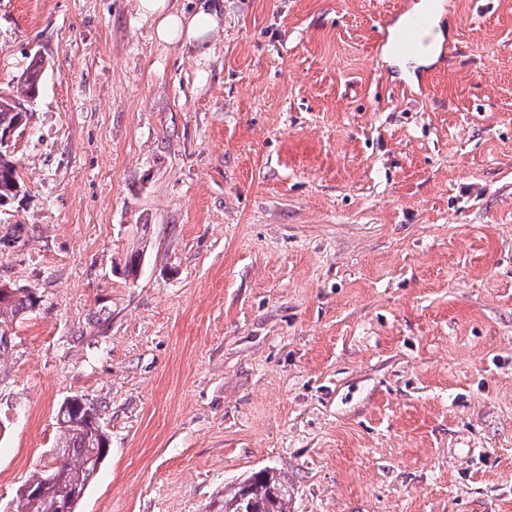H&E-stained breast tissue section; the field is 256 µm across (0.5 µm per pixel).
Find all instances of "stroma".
<instances>
[{
  "label": "stroma",
  "instance_id": "stroma-1",
  "mask_svg": "<svg viewBox=\"0 0 512 512\" xmlns=\"http://www.w3.org/2000/svg\"><path fill=\"white\" fill-rule=\"evenodd\" d=\"M214 0L203 48L137 0H0L10 151L0 503L58 405L110 452L77 512H224L285 468L293 512H512V0ZM139 250L137 275L123 273ZM434 19L429 12L422 10L406 11L405 20L395 34L392 44L393 51L401 58L414 57L421 54L429 46L431 49H439L440 55H446V50L451 51V46L441 44L438 47L433 42L432 31ZM42 61L36 60L35 63L22 73L14 93L2 95L0 93V130L15 126L21 119L25 127L30 119V112L25 107L24 102H33L39 95L42 79ZM23 107L26 112H23ZM9 292L4 299H0V345L3 346L7 340L9 330L13 324L23 319L36 306V299L31 291L12 286L7 283H0V286H7Z\"/></svg>",
  "mask_w": 512,
  "mask_h": 512
}]
</instances>
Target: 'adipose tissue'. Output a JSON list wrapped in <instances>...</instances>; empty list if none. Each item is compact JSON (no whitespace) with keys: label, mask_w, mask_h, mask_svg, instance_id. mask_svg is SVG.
<instances>
[{"label":"adipose tissue","mask_w":512,"mask_h":512,"mask_svg":"<svg viewBox=\"0 0 512 512\" xmlns=\"http://www.w3.org/2000/svg\"><path fill=\"white\" fill-rule=\"evenodd\" d=\"M139 13L152 22L157 40L168 45L203 44L221 27L210 0H197L191 10L180 7L177 0H139Z\"/></svg>","instance_id":"1"}]
</instances>
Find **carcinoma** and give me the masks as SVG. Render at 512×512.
<instances>
[{
  "mask_svg": "<svg viewBox=\"0 0 512 512\" xmlns=\"http://www.w3.org/2000/svg\"><path fill=\"white\" fill-rule=\"evenodd\" d=\"M42 79V61L22 73L14 93L0 94V130L19 121L29 122L30 112L22 111L26 102L34 101ZM27 192L9 149L0 150V207L8 205ZM36 306L31 291L8 286L0 299V345H4L13 324L23 319ZM60 435L56 457L51 467L35 470L11 500L14 512H47L48 505L58 501L71 503L84 498L94 482L100 465L109 451L110 438L98 409L85 395L66 398L57 412ZM34 488L41 499L28 496ZM291 486L286 472L277 467H264L237 483L224 496V512H290Z\"/></svg>",
  "mask_w": 512,
  "mask_h": 512,
  "instance_id": "obj_1",
  "label": "carcinoma"
}]
</instances>
